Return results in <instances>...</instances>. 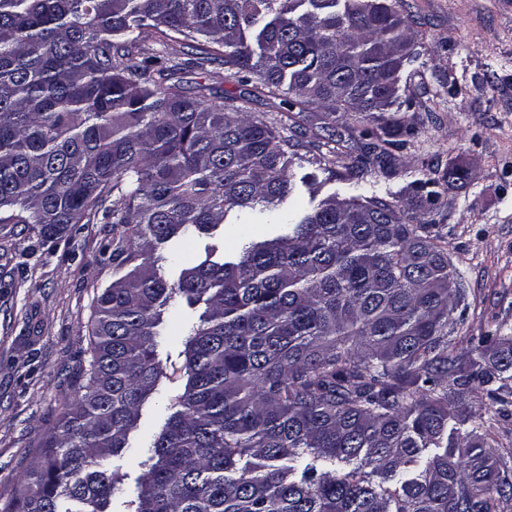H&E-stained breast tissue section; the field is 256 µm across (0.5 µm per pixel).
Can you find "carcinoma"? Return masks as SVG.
I'll use <instances>...</instances> for the list:
<instances>
[{
	"label": "carcinoma",
	"mask_w": 512,
	"mask_h": 512,
	"mask_svg": "<svg viewBox=\"0 0 512 512\" xmlns=\"http://www.w3.org/2000/svg\"><path fill=\"white\" fill-rule=\"evenodd\" d=\"M397 0H0V223L47 241L112 219L116 278L97 296L83 384L0 512H107L157 387L169 416L150 435L122 512H504L507 468L489 451L475 385L512 405V335L460 352L464 293L426 225L374 197L321 198L287 232L182 268L156 247L229 212L293 197L291 142L236 105L190 96L179 74H256L299 112L367 114L358 182L398 144L409 39ZM186 58L145 57L150 30ZM204 303L179 365L156 360L163 315ZM470 426L472 440L458 442Z\"/></svg>",
	"instance_id": "cac0c4a2"
}]
</instances>
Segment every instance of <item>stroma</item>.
I'll return each mask as SVG.
<instances>
[{"label": "stroma", "instance_id": "stroma-1", "mask_svg": "<svg viewBox=\"0 0 512 512\" xmlns=\"http://www.w3.org/2000/svg\"><path fill=\"white\" fill-rule=\"evenodd\" d=\"M398 10L412 36L399 116L412 132L393 148L388 170L358 184L345 179L359 147L346 139L293 172L324 165L334 176L322 194L376 196L406 209L416 186L437 191L416 216L465 292L454 336L466 349L488 331L512 334V0H398ZM248 87L242 109L281 136L305 143L323 123L317 111L290 118L285 97L268 94L258 76ZM455 168L465 172L462 184L446 185ZM112 237L99 217L49 242L32 225L0 224V501L18 494L30 458L58 432L78 391L94 302L115 276ZM468 399L487 421L495 458L512 467V411L479 392Z\"/></svg>", "mask_w": 512, "mask_h": 512}]
</instances>
